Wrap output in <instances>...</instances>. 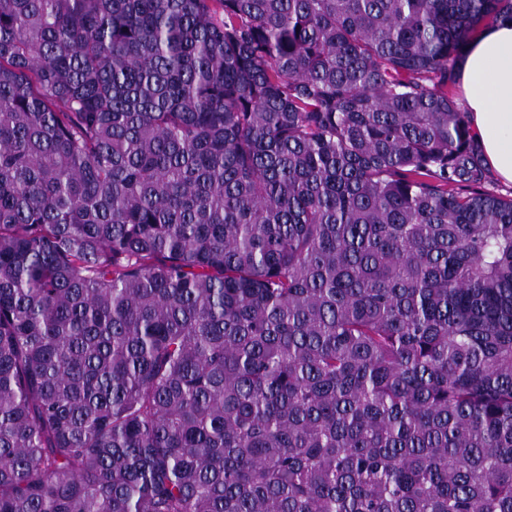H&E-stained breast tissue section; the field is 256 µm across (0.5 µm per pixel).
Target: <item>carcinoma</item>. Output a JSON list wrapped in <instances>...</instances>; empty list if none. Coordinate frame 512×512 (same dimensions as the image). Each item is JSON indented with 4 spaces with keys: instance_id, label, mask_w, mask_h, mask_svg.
Returning <instances> with one entry per match:
<instances>
[{
    "instance_id": "1",
    "label": "carcinoma",
    "mask_w": 512,
    "mask_h": 512,
    "mask_svg": "<svg viewBox=\"0 0 512 512\" xmlns=\"http://www.w3.org/2000/svg\"><path fill=\"white\" fill-rule=\"evenodd\" d=\"M503 21L0 0V512H512ZM459 67L455 98L470 116L490 173L509 184L491 175L489 188L512 197V23L485 28L466 45Z\"/></svg>"
}]
</instances>
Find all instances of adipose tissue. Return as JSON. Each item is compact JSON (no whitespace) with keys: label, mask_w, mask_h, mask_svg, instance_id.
Instances as JSON below:
<instances>
[{"label":"adipose tissue","mask_w":512,"mask_h":512,"mask_svg":"<svg viewBox=\"0 0 512 512\" xmlns=\"http://www.w3.org/2000/svg\"><path fill=\"white\" fill-rule=\"evenodd\" d=\"M464 106L490 173L512 184V23L485 28L459 62Z\"/></svg>","instance_id":"ef3b65f1"}]
</instances>
